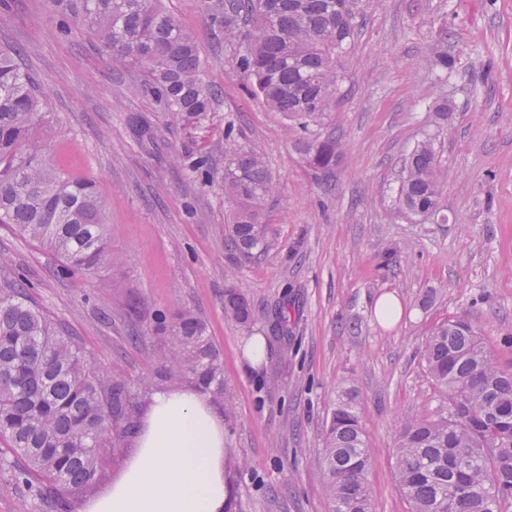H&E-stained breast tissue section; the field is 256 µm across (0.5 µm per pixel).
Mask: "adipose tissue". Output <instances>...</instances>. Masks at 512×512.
I'll use <instances>...</instances> for the list:
<instances>
[{"instance_id":"ef3b65f1","label":"adipose tissue","mask_w":512,"mask_h":512,"mask_svg":"<svg viewBox=\"0 0 512 512\" xmlns=\"http://www.w3.org/2000/svg\"><path fill=\"white\" fill-rule=\"evenodd\" d=\"M137 452L80 512H230L224 417L191 387L154 391Z\"/></svg>"}]
</instances>
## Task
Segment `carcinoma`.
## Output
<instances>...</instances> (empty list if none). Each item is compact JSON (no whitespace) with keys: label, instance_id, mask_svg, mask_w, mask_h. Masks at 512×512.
I'll return each mask as SVG.
<instances>
[{"label":"carcinoma","instance_id":"carcinoma-1","mask_svg":"<svg viewBox=\"0 0 512 512\" xmlns=\"http://www.w3.org/2000/svg\"><path fill=\"white\" fill-rule=\"evenodd\" d=\"M50 11L93 32L112 61L147 69L145 87L175 121L193 124L212 110L214 93L203 79L193 37L162 0H47ZM224 36L238 41V64L274 112L303 130L322 124L342 81L339 58L358 27L355 0H213ZM38 82L20 53L0 47V224L37 241L69 271L95 275L112 268L111 288L123 273L112 255L110 221L91 179L74 178L29 148L43 118ZM310 167L336 164V138L306 137ZM447 171L432 139L406 158L399 202L427 218L441 209ZM219 187L229 205L225 243L250 257L267 246L262 216L275 191L262 155L224 126V175ZM15 280L0 289V439L24 458L14 473L34 503L64 509L68 496L93 490L115 449L130 444L140 421L135 394L99 370L79 343L64 335ZM224 314L246 324L252 311L244 293H224ZM150 331L165 339L158 374L191 382L200 392L224 391L219 352L203 322L189 311L168 319L158 312ZM422 358L448 413L412 419L400 428L394 471L411 512H512V372L495 366L481 336L453 317L429 336ZM372 458L352 390H341L324 437V477L333 512H370L366 473Z\"/></svg>","mask_w":512,"mask_h":512}]
</instances>
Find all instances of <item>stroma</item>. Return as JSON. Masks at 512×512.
<instances>
[{
  "label": "stroma",
  "mask_w": 512,
  "mask_h": 512,
  "mask_svg": "<svg viewBox=\"0 0 512 512\" xmlns=\"http://www.w3.org/2000/svg\"><path fill=\"white\" fill-rule=\"evenodd\" d=\"M10 2L0 45L20 50L46 100L29 144L96 181L124 280L112 290L111 269L65 271L0 224V282L25 279L29 299L98 368L124 377L140 406L163 387L154 377L163 342L148 314L200 318L231 394L212 402L224 416L232 512H331L324 436L343 388L357 395L373 450L372 512H409L393 472L398 431L448 410L421 360L431 332L465 318L512 370V0H358L336 106L317 128L341 147L326 171L299 150V127L252 93L208 0H163L194 36L216 92L193 126L168 125L141 92L143 68L113 63L91 32L64 35L46 0ZM442 43L455 60L447 74L434 63ZM443 98L444 120L434 112ZM137 117L154 127V143L135 136ZM229 118L277 185L264 211L268 246L249 258L224 244L223 193L184 160L204 154L223 174ZM429 137L448 180L441 212L422 221L401 207L398 188L404 158ZM230 287L250 302L248 324L224 315ZM385 293L404 306L392 327L374 314ZM131 298L142 317L128 314ZM255 336L266 341L257 366L246 354ZM0 458V512H34L14 479L23 459L1 443Z\"/></svg>",
  "instance_id": "stroma-1"
}]
</instances>
